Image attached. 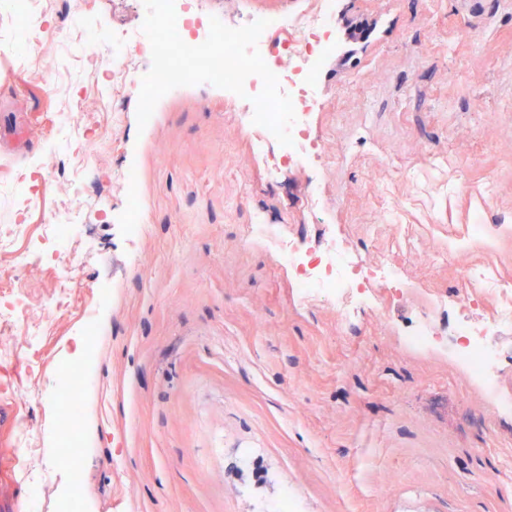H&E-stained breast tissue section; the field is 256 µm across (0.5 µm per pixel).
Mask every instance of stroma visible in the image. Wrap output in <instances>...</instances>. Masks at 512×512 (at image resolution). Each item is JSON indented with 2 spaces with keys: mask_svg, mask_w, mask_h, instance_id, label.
<instances>
[{
  "mask_svg": "<svg viewBox=\"0 0 512 512\" xmlns=\"http://www.w3.org/2000/svg\"><path fill=\"white\" fill-rule=\"evenodd\" d=\"M335 2L337 43L309 116L321 151L277 178L280 145L255 151L247 104L230 91L176 88L142 130L135 99L113 98L122 122L93 182L81 265L0 278L34 305L58 277L79 279L99 329L92 349L70 314L38 350L13 336L0 448L16 457L0 473V512H56L72 493L48 457L34 489L16 451L25 423L40 450L59 447L51 385L67 361L87 377L83 512H273L287 492L296 512H512V407L485 420L476 381L446 347L459 320L481 325L493 305L458 311L459 268L433 260L481 216L493 270L512 282V0ZM145 15L137 0H99L81 27L50 28L48 68L0 12V117L27 135L0 144V225L15 221L28 176L68 149L55 116L73 100L101 105L82 34L141 41ZM129 164L152 225L140 236L113 217L125 199L111 176ZM251 224L311 251L344 238L405 285L340 330L335 308L300 305L293 271L246 244ZM425 315L445 346L405 348ZM34 354L42 373L28 369Z\"/></svg>",
  "mask_w": 512,
  "mask_h": 512,
  "instance_id": "stroma-1",
  "label": "stroma"
}]
</instances>
